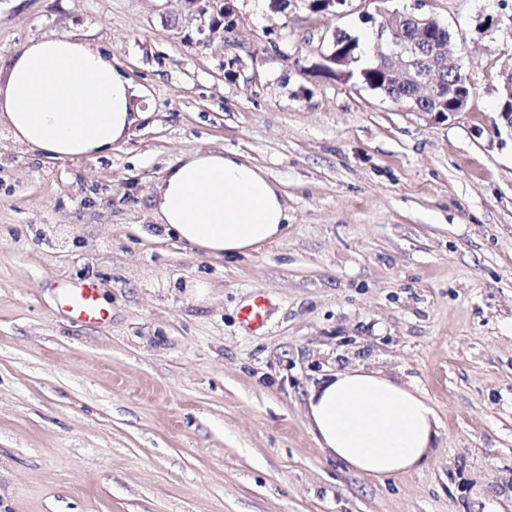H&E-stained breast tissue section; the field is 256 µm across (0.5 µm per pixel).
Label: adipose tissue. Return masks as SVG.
I'll return each mask as SVG.
<instances>
[{
	"instance_id": "ef3b65f1",
	"label": "adipose tissue",
	"mask_w": 512,
	"mask_h": 512,
	"mask_svg": "<svg viewBox=\"0 0 512 512\" xmlns=\"http://www.w3.org/2000/svg\"><path fill=\"white\" fill-rule=\"evenodd\" d=\"M0 117L18 142L58 159L98 157L145 120L141 95L119 65L70 33L30 41L0 82ZM157 224L213 256L280 240L285 191L235 151H196L158 187ZM307 418L330 457L374 480L420 469L438 420L417 389L379 371L349 368L312 385Z\"/></svg>"
}]
</instances>
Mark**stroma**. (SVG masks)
<instances>
[{"label": "stroma", "mask_w": 512, "mask_h": 512, "mask_svg": "<svg viewBox=\"0 0 512 512\" xmlns=\"http://www.w3.org/2000/svg\"><path fill=\"white\" fill-rule=\"evenodd\" d=\"M0 0V69L72 33L145 94L106 156L54 159L0 123V512H512V0ZM448 27L472 85L433 120L356 69L395 12ZM232 150L287 195L283 237L211 256L150 212L167 168ZM95 281L109 315L58 310ZM266 302L262 327L242 308ZM348 367L439 418L416 472L378 482L324 453L311 384ZM500 100L502 101V112H498L499 118L504 126L512 132V68L501 73Z\"/></svg>", "instance_id": "obj_1"}]
</instances>
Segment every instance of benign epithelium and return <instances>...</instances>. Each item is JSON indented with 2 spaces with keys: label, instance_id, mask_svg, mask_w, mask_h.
Returning <instances> with one entry per match:
<instances>
[{
  "label": "benign epithelium",
  "instance_id": "7a95c632",
  "mask_svg": "<svg viewBox=\"0 0 512 512\" xmlns=\"http://www.w3.org/2000/svg\"><path fill=\"white\" fill-rule=\"evenodd\" d=\"M388 29V51L379 55L380 67L386 77V86H398L409 82L429 91V100L417 96L409 99L396 98L413 112L434 118L445 115V104L452 105L451 114L467 109L471 98L470 82L461 71L458 59L448 54V48L435 47L424 57L418 46L397 35V16H392ZM500 100L502 112L498 113L504 126L512 132V69L501 73Z\"/></svg>",
  "mask_w": 512,
  "mask_h": 512
}]
</instances>
